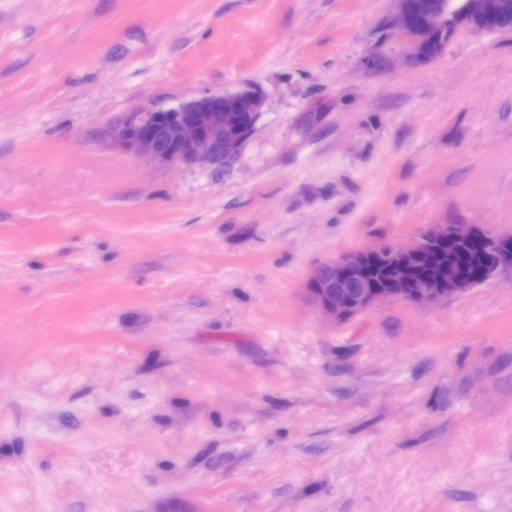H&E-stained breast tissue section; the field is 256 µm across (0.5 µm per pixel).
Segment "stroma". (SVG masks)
<instances>
[{
    "label": "stroma",
    "mask_w": 512,
    "mask_h": 512,
    "mask_svg": "<svg viewBox=\"0 0 512 512\" xmlns=\"http://www.w3.org/2000/svg\"><path fill=\"white\" fill-rule=\"evenodd\" d=\"M389 0H0V512H512V277L341 322L319 263L512 233V31L421 67ZM258 89L214 170L103 128Z\"/></svg>",
    "instance_id": "1"
}]
</instances>
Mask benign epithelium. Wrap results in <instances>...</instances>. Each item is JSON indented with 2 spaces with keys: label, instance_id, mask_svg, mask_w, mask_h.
<instances>
[{
  "label": "benign epithelium",
  "instance_id": "benign-epithelium-1",
  "mask_svg": "<svg viewBox=\"0 0 512 512\" xmlns=\"http://www.w3.org/2000/svg\"><path fill=\"white\" fill-rule=\"evenodd\" d=\"M512 20V0H430L414 13L407 0H390L383 23L375 30L373 49L363 64L380 70L389 64L381 50L394 42L401 46L404 62L423 66L438 57L450 38L460 31L495 33ZM431 56H426V48ZM244 101L260 118L264 97L244 87L225 93H202L174 105H140L105 128L112 148L161 166L220 168L234 161L255 126L240 125L234 102ZM445 242L488 245L491 256L481 257L484 279L512 274V235L488 226L431 224L409 244L382 243L344 253L317 266L307 282L309 297L328 319H349L387 300L428 306L460 295L477 285L455 258L438 255ZM425 267V284L411 278Z\"/></svg>",
  "mask_w": 512,
  "mask_h": 512
}]
</instances>
